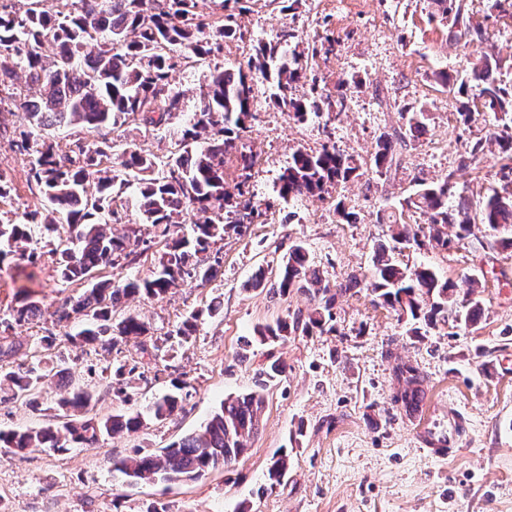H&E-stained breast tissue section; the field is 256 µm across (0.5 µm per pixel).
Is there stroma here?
Listing matches in <instances>:
<instances>
[{"label":"stroma","instance_id":"stroma-1","mask_svg":"<svg viewBox=\"0 0 512 512\" xmlns=\"http://www.w3.org/2000/svg\"><path fill=\"white\" fill-rule=\"evenodd\" d=\"M465 4L484 22L482 39H449L447 26L431 19L427 0H294L287 10L280 0H258L237 18L244 40L225 42L222 55L173 72V83L196 106L209 68L246 64L255 46L275 40L286 27L303 45L338 39L334 54L310 60L309 74L331 93L343 79L352 87L346 111L328 134L322 119H289L274 105L269 82L255 80L245 136L258 154L248 191L267 208L262 223L242 235L227 232L215 244L222 263L210 282L187 278L163 298L124 305L158 338L197 314L192 339L163 347L122 397L109 392L103 379L112 354L58 339L53 353L67 361L69 371L43 392L51 402L87 390L94 413L106 417L145 409L180 378L188 383L181 409L92 447L0 453V512H150L155 506L165 512H512V249L441 248L429 239L427 216L405 212L408 223L419 225L421 242L398 246L399 262L432 266L461 300L469 276L481 280L483 315L477 324L440 317L417 336L363 289L337 298L334 330L262 343L257 326L291 319L312 300L297 291L274 298L247 286L258 268H277L295 241L306 245L330 283L369 274L376 244L390 239L382 216L398 209L419 179L430 183L454 175L458 191L471 201V219H478L484 197L498 183V149L486 146L465 167L460 160L466 144L486 136L495 121L480 109L462 120L458 98L432 73L460 74L469 60L487 53L500 57L499 78L512 86V19L488 17L487 0ZM419 109L429 114L428 132L404 150L401 166L382 178L369 173L346 183L343 194L355 223H339L330 199L290 206L279 198V177L294 150L315 149L330 139L347 153L367 157L381 132L402 125V112ZM28 170L26 156L0 137V172L13 186L0 202V218L18 220L34 208ZM31 246L41 260L15 257L0 265V312L22 286L51 310L83 292L81 285L61 280L43 253V238H33ZM214 301L221 304L216 316L207 311ZM274 362L285 371L264 392L261 426L249 451L229 469L195 482L137 486L113 471V461L134 449L153 451L200 431L225 397L254 390L258 372ZM404 365L422 377L423 409L415 417L394 402L397 369ZM452 407L469 418L470 429L455 456L438 463L421 450L416 434L446 424ZM48 421V412L33 411L9 389L0 390V429ZM280 451L288 455L289 470L277 483L269 469Z\"/></svg>","mask_w":512,"mask_h":512}]
</instances>
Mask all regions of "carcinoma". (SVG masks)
<instances>
[{
	"label": "carcinoma",
	"instance_id": "obj_1",
	"mask_svg": "<svg viewBox=\"0 0 512 512\" xmlns=\"http://www.w3.org/2000/svg\"><path fill=\"white\" fill-rule=\"evenodd\" d=\"M257 0H25V10L16 9L15 0H0V124L8 114L18 117L12 145L28 157V187L37 190L40 206L23 214V220L0 221V263L20 256L32 261L37 253L28 249L33 225L54 233L67 225L69 235L48 241V254L56 258L66 281L88 283L81 296L67 300L54 312L55 323L81 319L76 333L64 332L72 344H98L112 351L129 339L140 345L157 341L149 336L147 323L136 313L114 319L115 309L124 299L136 296L162 298L177 283L193 278L209 282L216 274L197 255L210 250L216 240L232 229L241 234L263 216L260 205L245 197V187L256 162L253 151L241 142L251 116L252 81L259 75L271 82L274 104L301 122L310 116L343 112L348 104L349 82L340 81L336 94L317 93L311 79L309 95L297 98L293 85L307 79L308 60L331 47L312 46L311 54L291 44L294 34L283 30L276 40L264 44L249 57L246 66L236 69L215 66L206 75V93L193 113L177 129L173 151L160 160L130 144L88 136L112 131L131 122L145 126L166 125L184 111L185 94L174 88L170 75L179 66L193 67L206 56L224 51V41L243 39L235 12ZM431 16L452 20L449 35L480 38L481 25H472L464 15L463 0H430ZM501 61L482 55L470 62L459 83L458 93L467 94V81L481 85L479 97L485 111L494 116L496 129L489 138L468 146L461 164L475 159L485 144L498 146L507 160L494 188L483 202L480 224L489 232V248L512 249V86L498 82ZM36 87L39 96L30 97ZM428 114L410 113L405 126L382 132L374 157L367 160L324 143L317 150L298 149L280 177L279 196L286 202L304 197H335L338 221L352 224L355 213L346 206L338 189L349 180L373 169L382 177L400 167L407 143L422 134ZM81 127L63 145L50 140L53 131ZM120 152L121 165L138 175L135 208L142 223L154 236L139 235L141 229L126 223L127 214L114 206L116 175L102 166V157ZM454 174L439 183L417 182V188L401 203L431 218L432 238L443 248L459 244L472 235L475 222L469 215V199L455 190ZM191 205L212 211L213 217L190 225V235L179 236L172 227L182 220ZM397 244L418 242V231L403 224L393 212L386 217ZM122 224L121 232L112 225ZM164 242L165 251L150 274L143 278L112 279L104 272L139 261L154 239ZM396 248L377 245L370 275L356 274L330 286L314 265L304 243L298 241L283 257L275 279L258 271L251 287L266 288L273 296L296 289L312 296L314 306L291 320L278 319L257 329L260 340H279L300 332L324 329L333 321L337 297L363 286L399 319L414 325L431 324L441 313L455 316L460 323L475 324L482 314L477 300L458 303L452 283L441 281L436 271L425 265H402L394 256ZM42 307L31 300L24 288L16 293L15 305L0 315V331L38 322ZM197 315L185 318L174 330L182 342L196 332ZM15 353L13 345H0V382L11 385L15 396L25 398L37 409L45 382L54 377V368L17 367L6 370L2 362ZM139 369L127 359L112 364L110 388L118 395ZM408 374L413 387L404 391L405 413L417 411L421 397L420 375L411 366L398 369ZM175 391L157 398L149 407L156 420L171 416L187 387L176 380ZM92 395L79 389L55 402V423L38 429L0 432V451L20 454L34 448L65 453L76 445L91 446L107 435L136 432L144 425L142 413L128 412L107 417H88ZM264 395L251 391L224 399L201 432L191 434L166 448L153 452L137 449L113 463L128 484L198 480L206 473L232 466L248 450L260 427ZM288 474V454L276 456L271 479L279 482Z\"/></svg>",
	"mask_w": 512,
	"mask_h": 512
}]
</instances>
